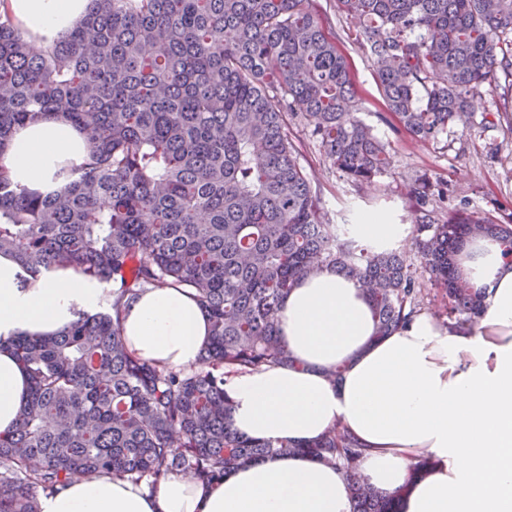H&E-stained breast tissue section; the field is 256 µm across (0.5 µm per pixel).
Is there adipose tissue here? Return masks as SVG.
I'll list each match as a JSON object with an SVG mask.
<instances>
[{
	"instance_id": "obj_1",
	"label": "adipose tissue",
	"mask_w": 512,
	"mask_h": 512,
	"mask_svg": "<svg viewBox=\"0 0 512 512\" xmlns=\"http://www.w3.org/2000/svg\"><path fill=\"white\" fill-rule=\"evenodd\" d=\"M90 0H0L26 37L50 44L65 35ZM84 136L52 117L17 128L0 154L14 185L43 194L65 183L60 167L82 164ZM352 236L373 250L409 234L389 214L368 213ZM473 287L488 291L474 331L444 327L418 313L379 338L358 283L330 269L301 279L285 299L279 328L295 366L225 375L232 425L264 440L305 443L339 423L364 454L362 478L403 490L401 512H512V260L479 239L465 252ZM112 299L105 283L71 268L32 274L0 253V339L52 335ZM122 328L136 356L174 368L197 365L210 319L188 289H153L127 301ZM344 370L336 380L327 374ZM28 397V377L0 350V433L12 430ZM436 462L409 481L420 454ZM40 512H353L343 470L300 454L279 453L207 489L170 476L156 489L127 479L74 477L41 496Z\"/></svg>"
}]
</instances>
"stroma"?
Returning a JSON list of instances; mask_svg holds the SVG:
<instances>
[{
  "label": "stroma",
  "instance_id": "35a3bbf8",
  "mask_svg": "<svg viewBox=\"0 0 512 512\" xmlns=\"http://www.w3.org/2000/svg\"><path fill=\"white\" fill-rule=\"evenodd\" d=\"M318 13L346 57L356 90L360 115L371 125L394 156L390 173L381 178V190L356 186L331 169L312 140L308 126L288 115V130L298 150V161L312 178L324 207L335 223H357L368 211H383L399 223L409 221L416 201L410 188L426 174L448 186L445 211L467 208L498 224L512 225V74H499L494 92L477 101L482 111L496 115L485 131H454L437 142L415 143L386 108L373 76L366 49L348 35L349 23L336 10V0H315Z\"/></svg>",
  "mask_w": 512,
  "mask_h": 512
}]
</instances>
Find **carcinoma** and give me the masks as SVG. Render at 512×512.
Returning <instances> with one entry per match:
<instances>
[{
  "instance_id": "cac0c4a2",
  "label": "carcinoma",
  "mask_w": 512,
  "mask_h": 512,
  "mask_svg": "<svg viewBox=\"0 0 512 512\" xmlns=\"http://www.w3.org/2000/svg\"><path fill=\"white\" fill-rule=\"evenodd\" d=\"M366 46L387 109L427 145L471 131L475 98L512 69V0H336ZM325 160L378 187L388 146L359 116L350 71L314 0H91L59 41L41 46L0 14V155L15 129L56 114L86 138L85 162L45 197L0 166V252L32 272L69 266L112 284V304L49 336L8 342L30 380L15 428L0 433V512H39L74 476L144 481L171 474L212 485L273 453L342 468L354 512H399L401 488L361 480L363 449L338 424L310 444L238 434L224 370L296 361L279 335L284 298L329 268L367 294L377 337L444 295L458 328L488 296L463 277L472 239L512 259V226L477 211H438L444 192L415 179L411 242L375 252L335 224L297 161L288 113ZM189 288L211 339L196 367L131 353L126 300Z\"/></svg>"
}]
</instances>
